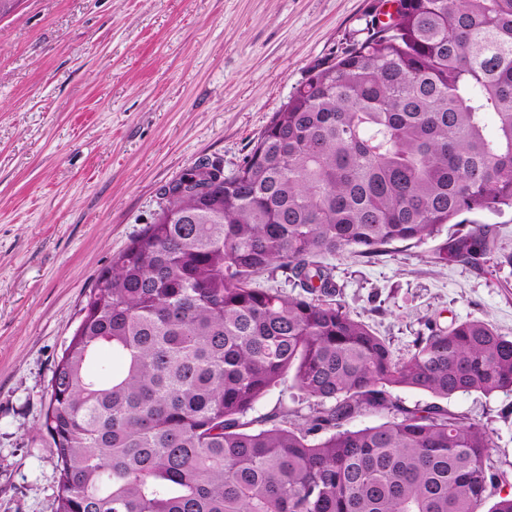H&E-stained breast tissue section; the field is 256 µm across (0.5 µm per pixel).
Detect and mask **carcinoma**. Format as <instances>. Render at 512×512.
Returning a JSON list of instances; mask_svg holds the SVG:
<instances>
[{
    "label": "carcinoma",
    "mask_w": 512,
    "mask_h": 512,
    "mask_svg": "<svg viewBox=\"0 0 512 512\" xmlns=\"http://www.w3.org/2000/svg\"><path fill=\"white\" fill-rule=\"evenodd\" d=\"M505 206L512 0H399L314 68L236 174L187 170L97 275L49 386L56 512H483L492 496L512 512L487 426L393 396L512 391V339L430 326L399 358L336 300L327 262ZM495 252L471 221L437 259ZM278 270L301 292L256 286ZM288 378L308 413L254 428ZM363 412L387 420L347 429Z\"/></svg>",
    "instance_id": "cac0c4a2"
}]
</instances>
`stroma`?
Segmentation results:
<instances>
[{
	"mask_svg": "<svg viewBox=\"0 0 512 512\" xmlns=\"http://www.w3.org/2000/svg\"><path fill=\"white\" fill-rule=\"evenodd\" d=\"M383 0H22L0 19V512H56L42 428L96 275L200 162L237 173L314 66ZM440 238L333 258L338 298L405 356L429 322L512 337V266L444 263ZM443 408L494 430L512 476V392Z\"/></svg>",
	"mask_w": 512,
	"mask_h": 512,
	"instance_id": "1",
	"label": "stroma"
}]
</instances>
